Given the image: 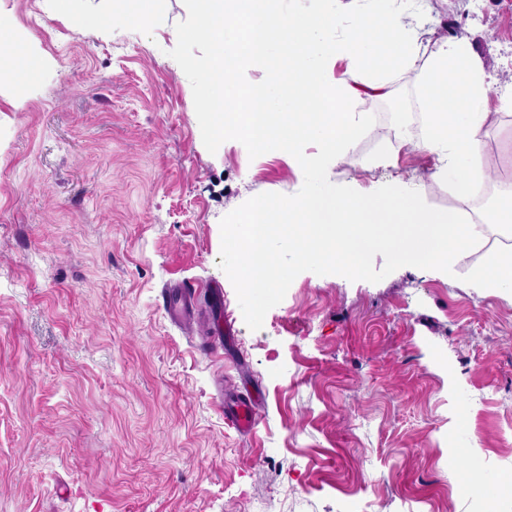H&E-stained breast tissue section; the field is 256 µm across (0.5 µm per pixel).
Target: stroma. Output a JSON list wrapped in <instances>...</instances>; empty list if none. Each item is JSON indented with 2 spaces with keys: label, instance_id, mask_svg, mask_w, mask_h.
<instances>
[{
  "label": "stroma",
  "instance_id": "1",
  "mask_svg": "<svg viewBox=\"0 0 512 512\" xmlns=\"http://www.w3.org/2000/svg\"><path fill=\"white\" fill-rule=\"evenodd\" d=\"M459 23L500 95L480 132L512 175V0H342ZM158 22L80 27L109 0H0L41 64L0 84V512H475L474 483L512 474V297L387 251L354 277L279 252L272 301L225 275L226 235L259 196L308 189L292 158L210 138L197 114L209 52L191 0ZM386 101L354 104L361 132L330 165L342 190L403 180L433 211L465 197L418 148L414 71ZM408 145L392 148L397 123ZM182 284L223 289L238 345L205 350L209 295L191 321L158 303ZM260 395L257 425L217 398Z\"/></svg>",
  "mask_w": 512,
  "mask_h": 512
}]
</instances>
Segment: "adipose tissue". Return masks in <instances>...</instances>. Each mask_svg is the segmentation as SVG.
Returning <instances> with one entry per match:
<instances>
[{
  "label": "adipose tissue",
  "mask_w": 512,
  "mask_h": 512,
  "mask_svg": "<svg viewBox=\"0 0 512 512\" xmlns=\"http://www.w3.org/2000/svg\"><path fill=\"white\" fill-rule=\"evenodd\" d=\"M315 2L311 12L299 14L286 11L283 0H194L197 23L180 34L210 45L188 65L201 76L199 118L213 139L233 134L261 152L288 155L308 178L306 195L257 198L248 216L228 229L233 248L226 272L261 303L286 277L278 261L282 249L301 263L354 276L362 275L364 257L382 248L403 265L451 270L479 235L460 211L428 210L400 185L349 193L329 183L324 168L327 156L343 159L359 135L352 103L386 97L390 75L408 69L417 74L427 116L420 146L440 158L435 179L462 193L481 186L479 133L493 88L480 58L454 38L425 52L420 25L400 11H360L345 25L339 0ZM4 44L12 56L0 62V83H34L39 62L0 17ZM249 69L264 72V80L244 83ZM308 141L319 142L322 152H304ZM385 224L405 230L386 237L379 231ZM472 281L487 293H512V250L476 268Z\"/></svg>",
  "instance_id": "obj_1"
}]
</instances>
